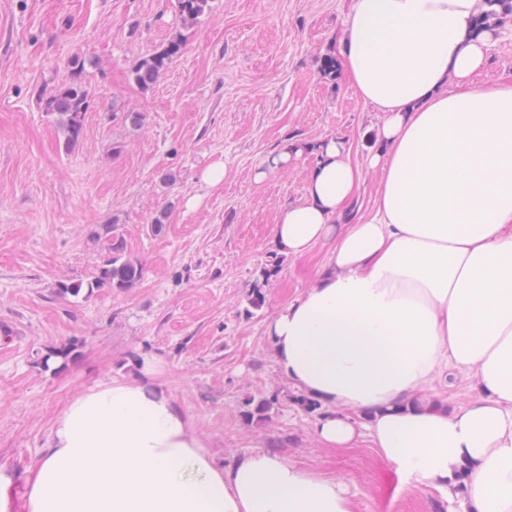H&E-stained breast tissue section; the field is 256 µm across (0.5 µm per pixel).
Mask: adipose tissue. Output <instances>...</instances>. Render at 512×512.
<instances>
[{"mask_svg": "<svg viewBox=\"0 0 512 512\" xmlns=\"http://www.w3.org/2000/svg\"><path fill=\"white\" fill-rule=\"evenodd\" d=\"M487 0H350L340 68L381 119L366 167L370 214L348 212L362 180L329 135L285 138L256 176L304 154L305 194L276 217L280 253L333 248L313 285L268 320L276 364L321 404L326 448L368 437L408 486L512 512V81L480 90L501 25ZM451 374L477 397L450 407L427 387ZM354 512L344 482L271 452L218 463L162 390L113 380L55 419L36 463L0 465V512ZM381 178L380 171L365 170L364 183L361 185L358 201L354 206L357 216L366 214L372 208Z\"/></svg>", "mask_w": 512, "mask_h": 512, "instance_id": "adipose-tissue-1", "label": "adipose tissue"}]
</instances>
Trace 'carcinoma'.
<instances>
[{"label":"carcinoma","instance_id":"obj_1","mask_svg":"<svg viewBox=\"0 0 512 512\" xmlns=\"http://www.w3.org/2000/svg\"><path fill=\"white\" fill-rule=\"evenodd\" d=\"M491 4H497L503 8V12H487L480 16L477 25L486 26L490 20H501L512 15V0H488ZM178 12L186 23L195 22L200 16L210 9V0H177ZM183 50V41L180 36L170 37L167 43L158 51L143 57L134 66L132 77L135 83L142 88L150 87L165 71L175 58L179 57ZM86 60L81 55H75L69 60L71 80L57 88L44 102L45 111L56 117L58 128L63 137V147L70 151L80 142L83 133V118L90 107L89 92L80 81V75L85 69ZM279 267V260L274 258L271 263L259 270L252 290L249 294L248 304L253 309H259L264 305L265 296L262 286L265 281ZM142 277V269L132 260L114 254L89 282H62L58 285L57 293L61 296H77L82 290L92 292L100 288H112L127 290L134 287ZM71 354V347L67 345L54 348L46 353L39 365L46 371L50 370V364L60 360L66 361ZM273 402L269 398H251L246 403L244 417L248 420H264L267 418Z\"/></svg>","mask_w":512,"mask_h":512}]
</instances>
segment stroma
<instances>
[{"label": "stroma", "mask_w": 512, "mask_h": 512, "mask_svg": "<svg viewBox=\"0 0 512 512\" xmlns=\"http://www.w3.org/2000/svg\"><path fill=\"white\" fill-rule=\"evenodd\" d=\"M182 24L176 0H0V463L33 465L55 418L83 392L144 377L164 390L228 464L272 450L343 479L355 512H461L460 500L403 485L370 448L321 447L316 414L291 400L266 323L313 283L332 245L282 258L250 310L259 270L276 255L278 210L305 192L312 157L264 180L255 172L284 136L345 138L365 161L379 113L343 75L320 70L339 54L347 0H211ZM181 34L184 49L149 88L138 60ZM89 58L83 136L62 146L38 91ZM512 79V32L502 34L474 79ZM140 117L131 124L129 114ZM223 161L222 184L200 179ZM161 234L150 224L159 212ZM142 269L128 290L61 296L88 281L111 253L104 228ZM69 344L64 368L37 359ZM155 371L141 373L144 361ZM274 397L264 421L242 415L247 397Z\"/></svg>", "instance_id": "stroma-1"}]
</instances>
